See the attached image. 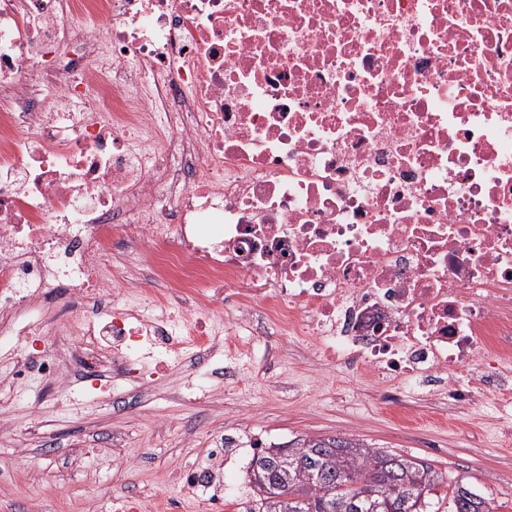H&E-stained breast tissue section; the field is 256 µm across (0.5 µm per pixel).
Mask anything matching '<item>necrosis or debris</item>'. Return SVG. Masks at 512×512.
I'll list each match as a JSON object with an SVG mask.
<instances>
[{"label": "necrosis or debris", "instance_id": "obj_1", "mask_svg": "<svg viewBox=\"0 0 512 512\" xmlns=\"http://www.w3.org/2000/svg\"><path fill=\"white\" fill-rule=\"evenodd\" d=\"M60 293L91 342L32 351L16 319ZM228 306L512 404V0H0L15 379L236 359Z\"/></svg>", "mask_w": 512, "mask_h": 512}]
</instances>
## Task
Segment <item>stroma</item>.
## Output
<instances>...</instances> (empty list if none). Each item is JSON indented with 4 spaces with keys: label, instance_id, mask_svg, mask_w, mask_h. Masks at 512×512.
Wrapping results in <instances>:
<instances>
[{
    "label": "stroma",
    "instance_id": "stroma-1",
    "mask_svg": "<svg viewBox=\"0 0 512 512\" xmlns=\"http://www.w3.org/2000/svg\"><path fill=\"white\" fill-rule=\"evenodd\" d=\"M253 332L232 381L216 357L194 369L172 363L137 386L107 376L94 392L74 372L60 387L25 381L24 403L0 406V512H245L253 440L305 435L426 458L487 495L493 512H512V405L411 389L391 403L387 384L332 363L312 340L262 318ZM219 429L236 445L224 457V500L209 509L175 469L207 463Z\"/></svg>",
    "mask_w": 512,
    "mask_h": 512
}]
</instances>
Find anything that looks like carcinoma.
Returning a JSON list of instances; mask_svg holds the SVG:
<instances>
[{"instance_id":"carcinoma-1","label":"carcinoma","mask_w":512,"mask_h":512,"mask_svg":"<svg viewBox=\"0 0 512 512\" xmlns=\"http://www.w3.org/2000/svg\"><path fill=\"white\" fill-rule=\"evenodd\" d=\"M248 512H490L489 498L417 457L355 438L304 436L257 449Z\"/></svg>"}]
</instances>
